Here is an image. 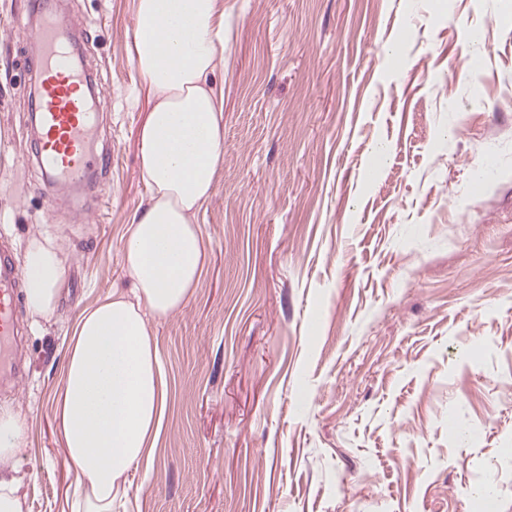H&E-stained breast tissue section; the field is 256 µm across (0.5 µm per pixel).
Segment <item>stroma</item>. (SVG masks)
Instances as JSON below:
<instances>
[{"label": "stroma", "instance_id": "stroma-1", "mask_svg": "<svg viewBox=\"0 0 512 512\" xmlns=\"http://www.w3.org/2000/svg\"><path fill=\"white\" fill-rule=\"evenodd\" d=\"M112 151L78 214L35 162L28 0H0V240L65 256L25 322L29 512H62L52 396L80 312L125 287L146 199L135 0H62ZM223 162L207 256L156 325L167 410L126 512H512V0H219ZM385 156H377L375 145Z\"/></svg>", "mask_w": 512, "mask_h": 512}]
</instances>
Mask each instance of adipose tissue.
Returning a JSON list of instances; mask_svg holds the SVG:
<instances>
[{
    "label": "adipose tissue",
    "instance_id": "1",
    "mask_svg": "<svg viewBox=\"0 0 512 512\" xmlns=\"http://www.w3.org/2000/svg\"><path fill=\"white\" fill-rule=\"evenodd\" d=\"M131 55L150 97L138 131L146 203L121 252L128 285L86 308L66 344L53 413L63 460L75 474L66 512H117L133 468L154 452L168 383L151 329L182 309L205 264L197 214L222 160L224 104L213 77L224 64L217 0H135ZM32 322L50 319L63 259L53 237L31 238L21 258ZM26 425L0 404V512H26L20 460Z\"/></svg>",
    "mask_w": 512,
    "mask_h": 512
}]
</instances>
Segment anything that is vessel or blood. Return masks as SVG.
<instances>
[{
  "label": "vessel or blood",
  "instance_id": "1",
  "mask_svg": "<svg viewBox=\"0 0 512 512\" xmlns=\"http://www.w3.org/2000/svg\"><path fill=\"white\" fill-rule=\"evenodd\" d=\"M21 37L35 48L32 80L35 161L44 180L80 199L84 186L109 168V154L92 150L103 110L95 94L97 76L85 63L59 0H29ZM22 272L0 248V371L19 334Z\"/></svg>",
  "mask_w": 512,
  "mask_h": 512
}]
</instances>
